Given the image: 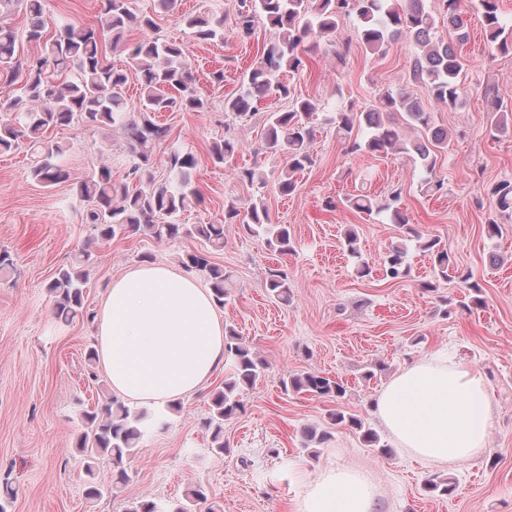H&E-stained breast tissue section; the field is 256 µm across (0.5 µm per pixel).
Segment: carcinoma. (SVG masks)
<instances>
[{
	"label": "carcinoma",
	"instance_id": "1",
	"mask_svg": "<svg viewBox=\"0 0 512 512\" xmlns=\"http://www.w3.org/2000/svg\"><path fill=\"white\" fill-rule=\"evenodd\" d=\"M440 2L441 14L448 20V30L453 34L449 40L436 35V17L428 0H237L234 21L238 35L250 37L255 23L260 21L273 31L275 40L263 50L239 94L224 100V112L240 122H248L256 116V105L263 98L273 93L288 96L282 73L303 72L304 40L333 34L338 22L351 15L361 22L359 39L364 50L383 53L396 41L407 43L413 54L410 83L424 86L434 102L450 111L463 108L467 100L466 64L460 46L468 41L469 34L461 0ZM477 6L485 22L487 43L502 54H511L512 31L502 24L499 0H477ZM17 9L26 15L23 32L0 19V85L13 90L12 95L0 97V151L7 152L25 143L31 157L29 177L44 187H52L70 180L71 174L60 161L64 147L47 137L46 132L82 122L94 127H122L132 160L128 182L114 180L112 166L106 162L99 163L75 182L76 194L85 204L86 222L93 226L95 237L79 252L81 268L72 263L58 268L47 285L57 318L68 323L84 316L87 274L82 267L90 264L93 245L126 233L140 232L157 242L203 240L218 251L224 248L225 226L238 224L242 231L264 237L267 246L280 255L294 250L288 225L272 223L260 200L244 211L236 200L225 201L224 220L218 223H180V215L200 202L192 180L198 159L185 148H174L167 156L168 178L156 180L152 148L166 138L168 128L154 118L159 112L202 111L207 100L197 87L191 65L179 44L155 37L136 42L126 39L131 29H155L153 17L134 12L130 0H104L99 25L66 24L59 28V33L50 36L46 32L44 0H0V16ZM182 23L199 41L224 40L222 17L208 12L185 14ZM23 36L37 46L36 53L24 58L16 53L17 42ZM108 44L126 54L137 72L140 100L135 116L126 111L123 97L128 80L126 70L107 61ZM395 113L417 135L404 136L401 127L390 119ZM314 116L316 106L308 99L295 100L284 112L264 114L262 150L280 155L286 161L277 181L282 195L293 194L298 187L296 174L314 164L310 153L317 132ZM332 123L349 153L404 154L427 172L428 178L421 184L424 192L435 194L444 188V181L434 175V169L437 153L448 148L451 134L436 124L434 113L426 110L408 90V85L380 89L372 103L358 112L340 111ZM239 149V143L234 140L216 141L210 149L211 161L223 165ZM345 202L347 207L367 215L388 213L390 222L406 229L407 236L415 238L422 251L428 253L440 278L456 279L467 289L461 307L468 310L482 304L478 297L480 286L472 280V274L458 270L448 250L439 248L437 240L424 238L411 227L400 195L379 202L374 196L360 192L348 196ZM344 245L352 256L360 259V276L370 275L372 269L362 260L354 228L346 229ZM179 263L203 277L215 305L224 306L234 288L231 273L211 261L209 253L196 249L183 250ZM384 270L393 280L409 275L405 243L388 249ZM267 290L274 299L288 301L291 284L287 274L271 275ZM224 356L230 359L231 372L224 378V386L212 393L210 412L203 421L210 433V449L216 455L226 450L224 422L244 412L245 392L265 371L262 359L233 326L224 327ZM280 385L287 393L336 401L346 391L342 382L311 371L287 374L280 379ZM146 419V412L130 408L111 393L83 412L75 448L86 459L89 497L98 498L125 483V463L146 436ZM329 425H344L359 432L370 446L379 443L378 435L364 428L359 418L340 410L329 413ZM330 435L326 427L306 426L304 447L320 446ZM102 458L112 465V483L106 485L96 476V463ZM424 488L436 496H448L454 491L453 483L439 476L428 479ZM199 504L206 505V512L221 509L204 489L194 487L167 510L151 499L142 498L130 502L125 512H196Z\"/></svg>",
	"mask_w": 512,
	"mask_h": 512
}]
</instances>
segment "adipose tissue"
<instances>
[{
  "label": "adipose tissue",
  "mask_w": 512,
  "mask_h": 512,
  "mask_svg": "<svg viewBox=\"0 0 512 512\" xmlns=\"http://www.w3.org/2000/svg\"><path fill=\"white\" fill-rule=\"evenodd\" d=\"M98 361L113 393L165 406L196 392L224 360V323L208 289L163 264L114 278L97 323ZM375 413L397 447L445 466L480 455L496 414L483 373L435 351L399 370ZM377 491L349 466L326 465L301 481L295 512H376Z\"/></svg>",
  "instance_id": "adipose-tissue-1"
}]
</instances>
